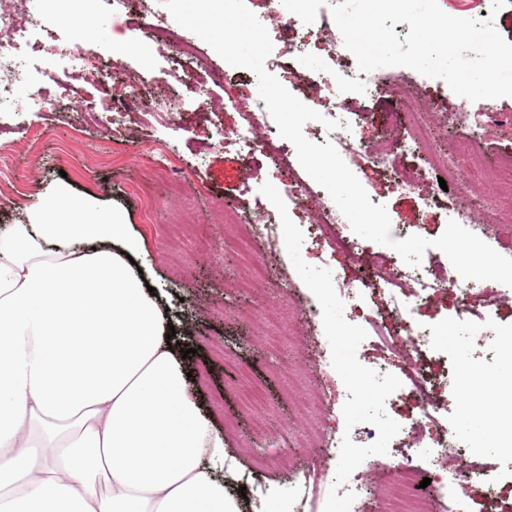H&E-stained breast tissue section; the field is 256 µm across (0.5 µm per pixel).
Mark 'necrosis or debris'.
Masks as SVG:
<instances>
[{"instance_id":"1","label":"necrosis or debris","mask_w":512,"mask_h":512,"mask_svg":"<svg viewBox=\"0 0 512 512\" xmlns=\"http://www.w3.org/2000/svg\"><path fill=\"white\" fill-rule=\"evenodd\" d=\"M27 2L0 0V70L8 69L11 77L10 84L0 83V99L8 97L11 83L28 79L13 53L24 36L17 13ZM273 15L276 25L272 35L275 41L283 43L288 54L297 57L317 53L332 62L331 67L317 74L319 90L313 95L305 94L306 79L294 67L283 66L272 57L265 62L267 71H279L281 83L299 93L303 103L340 122V129L333 132L321 124L309 125L310 141L332 142L352 166L380 167L392 189L421 192L426 207L447 205L449 197L463 194L454 162L448 152L439 148L435 132L426 120V109L412 103L414 84L407 72L389 67L367 74L360 72L353 54L336 37L335 23L326 17H317L313 24L306 25L281 4L274 7ZM381 96L393 102L390 117L394 126L388 139L376 145L359 137L358 129L367 100ZM243 116L235 143L246 158L260 153L276 166L289 161L295 147L280 136L264 101L244 108ZM224 215L226 222L245 226L244 236L232 240L231 245L240 258L237 286L246 293L252 281L269 275L266 262L254 253V245L260 242L271 250L279 248V226L271 214L262 212L260 200L250 196L225 202ZM307 232L312 244L342 246L361 264L357 279L342 284L341 302L349 320L377 336L380 355L356 369L345 384L350 405L367 406L371 389L387 392L396 387L410 391L418 404L417 417L389 433L388 451L363 455L367 469L383 471L391 478L385 494L387 512H440L450 503L455 506L454 512H470L468 490L475 482L487 487L484 512H500L499 500L512 497V479L497 482L477 464L459 468L453 475L448 472L449 453L456 451L463 457H476L481 450L457 448L449 436L445 425L448 402L440 396V379L434 378L428 369L432 358H447L448 349L417 322L415 314L434 292L455 289L463 297L479 296L492 302L511 296L512 288L492 280L463 279L450 261L433 253L417 266L407 265L397 255L381 268L364 265L369 245L352 231L331 202L318 212ZM398 294L405 298L397 310L399 329L389 333L378 301ZM397 358L404 360V367L399 373H389V366ZM474 380L478 387L476 401L488 397L495 406L486 424L498 435L497 451L512 456V381H492L481 369L476 370ZM426 477L431 480L427 486L422 483Z\"/></svg>"}]
</instances>
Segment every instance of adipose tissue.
Returning <instances> with one entry per match:
<instances>
[{
	"label": "adipose tissue",
	"instance_id": "1",
	"mask_svg": "<svg viewBox=\"0 0 512 512\" xmlns=\"http://www.w3.org/2000/svg\"><path fill=\"white\" fill-rule=\"evenodd\" d=\"M141 250L65 191L0 227V512H238Z\"/></svg>",
	"mask_w": 512,
	"mask_h": 512
}]
</instances>
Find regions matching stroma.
<instances>
[{"mask_svg":"<svg viewBox=\"0 0 512 512\" xmlns=\"http://www.w3.org/2000/svg\"><path fill=\"white\" fill-rule=\"evenodd\" d=\"M46 7L45 0H30L22 17L33 42L90 48L91 31L79 25L70 10L55 9L47 29L32 25V17ZM123 13L130 20L125 27L112 15V0H99L96 20L116 29V47L104 51L108 68L139 70L147 82L145 101L168 98L179 73L168 48L146 41L137 22L169 24L171 14L159 0H125ZM197 43L206 63L201 78L214 98L254 103L258 88L253 72L225 67L206 42ZM19 61L38 79L48 71H69L77 93L61 106L35 112L23 107L34 87L22 83L0 106V146L8 150V169L0 173V225L28 223L39 198L61 190L123 212L143 240L145 272L166 301L169 323L177 338L197 351L192 385L206 412L224 430V475L232 495L240 499L241 512H267L276 501L295 502L299 512H335V481L308 492L305 478L312 463L335 467L328 453L333 435L356 429L348 415L337 412L340 374L343 367L364 365L369 339L333 296L336 279L355 278L356 262L346 251L310 246L307 226L317 203L301 212L283 193L301 164L275 168L260 155L247 164L233 142L214 147L219 130L235 129L240 115L199 108L188 92L168 119L144 111L123 117L118 125L93 123L85 106L108 97L111 79L80 61L31 49ZM504 113L512 114V97L480 111L479 126L495 129L480 146L483 155L512 152V123H501ZM159 141L173 146L174 166L162 168L149 158ZM456 158L461 178L485 199L486 213L495 214L493 170L465 147ZM355 175L369 197L386 205L392 223L416 226L418 235L430 240L443 233L449 211L424 207L417 193L388 190L381 169L369 166ZM241 195L260 196L288 241L270 259V276L258 283L252 296L239 293V257L223 248L225 237L237 231L236 225L224 221V202ZM205 240L211 241V249L202 248ZM310 303L320 311L313 320L301 315ZM459 305L458 292L437 294L423 305L420 320L438 329L439 341L464 365L482 363L500 378H511L512 361L495 351L501 337L512 336V301L481 306V318L465 321L456 316ZM271 307L283 308L279 331L288 338L275 354L262 340L265 313ZM338 327L357 338L341 351L326 341ZM298 384L322 396L323 419L311 422L293 412L288 392ZM253 386L265 395V429L259 434L253 411L242 397ZM473 393L460 384L447 391L449 431L460 445L492 448L496 440L487 429L473 432L467 427Z\"/></svg>","mask_w":512,"mask_h":512,"instance_id":"35a3bbf8","label":"stroma"}]
</instances>
